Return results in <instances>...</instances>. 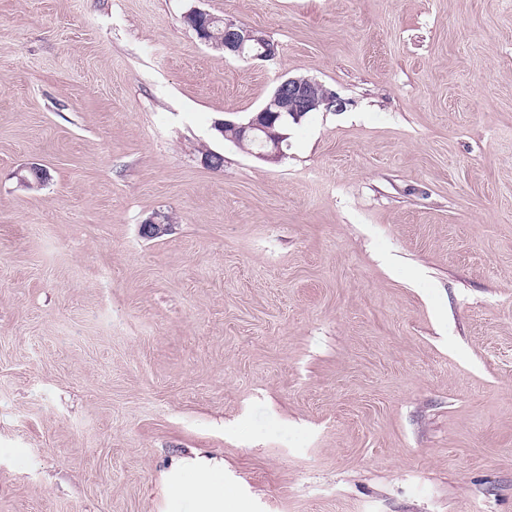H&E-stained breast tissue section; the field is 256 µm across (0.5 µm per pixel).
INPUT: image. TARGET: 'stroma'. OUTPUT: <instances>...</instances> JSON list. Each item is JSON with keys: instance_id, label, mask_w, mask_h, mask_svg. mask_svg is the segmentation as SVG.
<instances>
[{"instance_id": "stroma-1", "label": "stroma", "mask_w": 512, "mask_h": 512, "mask_svg": "<svg viewBox=\"0 0 512 512\" xmlns=\"http://www.w3.org/2000/svg\"><path fill=\"white\" fill-rule=\"evenodd\" d=\"M287 76L344 105L281 161L214 130ZM195 457L245 512H512V0H0V512H195ZM213 17L206 29L210 31L212 39L224 40V45L212 44L208 37H201L198 31L197 37L203 43L214 48H224V54L228 53L241 59L252 58L270 61L276 58L277 45L264 33L226 18L223 19V24L220 17ZM168 495L174 502L185 497L195 499L198 512H223L232 505L240 506L234 492L224 486V464L217 460L182 461L178 476L168 486Z\"/></svg>"}]
</instances>
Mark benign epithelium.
<instances>
[{"label": "benign epithelium", "instance_id": "7a95c632", "mask_svg": "<svg viewBox=\"0 0 512 512\" xmlns=\"http://www.w3.org/2000/svg\"><path fill=\"white\" fill-rule=\"evenodd\" d=\"M224 52L241 59L270 61L276 58L278 49L266 35L256 29L244 26L233 20H224ZM342 108V101L336 92L307 77H288L274 89L269 102L246 122L223 120L217 123L218 131L226 129L241 139H258V133L266 132V124L271 116L280 115L299 122L309 112L330 111ZM288 135L266 139L257 157L269 162H278L284 156L283 142ZM166 217L157 213L142 225L144 235L154 238L165 231Z\"/></svg>", "mask_w": 512, "mask_h": 512}]
</instances>
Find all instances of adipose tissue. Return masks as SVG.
Listing matches in <instances>:
<instances>
[{"mask_svg":"<svg viewBox=\"0 0 512 512\" xmlns=\"http://www.w3.org/2000/svg\"><path fill=\"white\" fill-rule=\"evenodd\" d=\"M173 501L190 497L196 500L198 512H224L235 505L237 497L224 484V464L217 460L187 459L182 461L178 476L169 484Z\"/></svg>","mask_w":512,"mask_h":512,"instance_id":"adipose-tissue-1","label":"adipose tissue"}]
</instances>
